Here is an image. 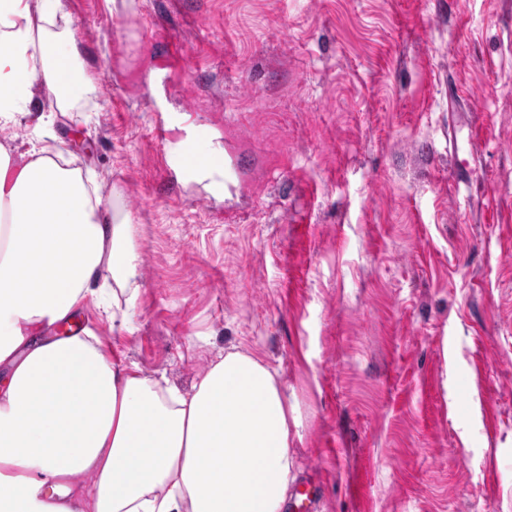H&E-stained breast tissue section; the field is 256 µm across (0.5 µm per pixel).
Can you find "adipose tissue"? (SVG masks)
<instances>
[{
	"label": "adipose tissue",
	"instance_id": "1",
	"mask_svg": "<svg viewBox=\"0 0 512 512\" xmlns=\"http://www.w3.org/2000/svg\"><path fill=\"white\" fill-rule=\"evenodd\" d=\"M71 20L68 0H0L1 124L37 87L55 112L85 98ZM136 259L76 158L0 144V512H285L292 413L263 358L228 352L184 393L92 331L51 334L90 300L130 327Z\"/></svg>",
	"mask_w": 512,
	"mask_h": 512
}]
</instances>
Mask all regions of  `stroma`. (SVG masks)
<instances>
[{"label":"stroma","instance_id":"1","mask_svg":"<svg viewBox=\"0 0 512 512\" xmlns=\"http://www.w3.org/2000/svg\"><path fill=\"white\" fill-rule=\"evenodd\" d=\"M70 11L90 92L0 141L54 137L131 216L134 326L92 303L81 326L187 392L263 355L311 512H512V0ZM202 134L229 194L160 163Z\"/></svg>","mask_w":512,"mask_h":512}]
</instances>
